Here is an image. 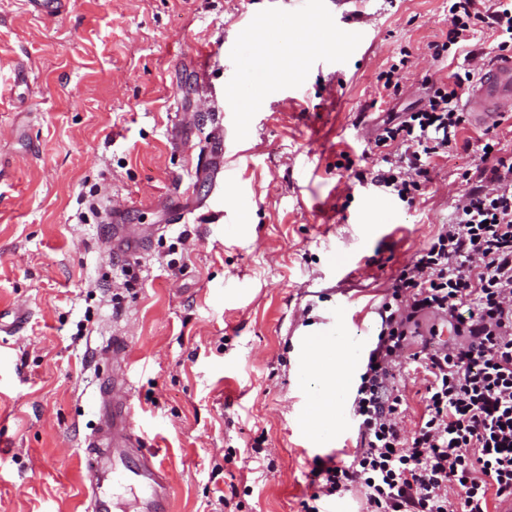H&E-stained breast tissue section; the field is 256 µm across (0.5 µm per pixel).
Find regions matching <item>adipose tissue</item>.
Wrapping results in <instances>:
<instances>
[{"mask_svg":"<svg viewBox=\"0 0 512 512\" xmlns=\"http://www.w3.org/2000/svg\"><path fill=\"white\" fill-rule=\"evenodd\" d=\"M324 350L317 354L316 376L319 380L316 398L320 403L319 418L324 424L335 423L336 401L345 384V368L355 356L354 346L338 336L324 341Z\"/></svg>","mask_w":512,"mask_h":512,"instance_id":"1","label":"adipose tissue"}]
</instances>
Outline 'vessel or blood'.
I'll return each mask as SVG.
<instances>
[{"label":"vessel or blood","mask_w":512,"mask_h":512,"mask_svg":"<svg viewBox=\"0 0 512 512\" xmlns=\"http://www.w3.org/2000/svg\"><path fill=\"white\" fill-rule=\"evenodd\" d=\"M465 109L481 123L512 112V57L497 59L481 72ZM147 242L144 236L128 237L122 224L112 226L115 254L139 251ZM98 415L84 449L90 490L86 512H115L113 484L118 480L138 491L129 512H172L167 474L154 455L139 445L125 386L101 388Z\"/></svg>","instance_id":"obj_1"}]
</instances>
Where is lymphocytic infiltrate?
<instances>
[{"label": "lymphocytic infiltrate", "instance_id": "lymphocytic-infiltrate-1", "mask_svg": "<svg viewBox=\"0 0 512 512\" xmlns=\"http://www.w3.org/2000/svg\"><path fill=\"white\" fill-rule=\"evenodd\" d=\"M484 28L498 33L500 51L512 49V0H490L483 10L476 0H448V31L431 48L435 59L449 54L464 68L376 136L385 153L368 172L372 185L406 198L429 179L434 156L475 147L457 135L466 122L460 102L478 70L473 39ZM391 142L398 152H387ZM475 148L481 166L465 203L402 266L379 309L381 330L353 403V459L314 466L305 512L353 490L365 512H489L490 502L512 495V155L489 139ZM428 313L447 320L453 341L438 343L434 325L422 349L406 354ZM410 361L423 373L425 395L408 436L396 377Z\"/></svg>", "mask_w": 512, "mask_h": 512}]
</instances>
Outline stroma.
I'll list each match as a JSON object with an SVG mask.
<instances>
[{
  "mask_svg": "<svg viewBox=\"0 0 512 512\" xmlns=\"http://www.w3.org/2000/svg\"><path fill=\"white\" fill-rule=\"evenodd\" d=\"M253 9L287 15L288 47L250 26ZM447 30L448 0H367L363 16L316 22L284 0H68L54 17L0 0V512H84L82 444L115 367L173 512H304L315 461L355 449L384 294L480 164L433 157L407 201L357 178L381 159L375 126L456 71L429 48ZM245 50L250 67L233 68ZM398 62V91L383 90ZM219 126L231 187L204 175ZM171 197L188 209L177 224ZM114 209L162 230L114 255ZM347 256L366 273H341ZM349 306L364 326L341 332L358 360L336 426L309 443L298 417L317 401L299 343ZM116 336L126 353L100 359Z\"/></svg>",
  "mask_w": 512,
  "mask_h": 512,
  "instance_id": "stroma-1",
  "label": "stroma"
}]
</instances>
